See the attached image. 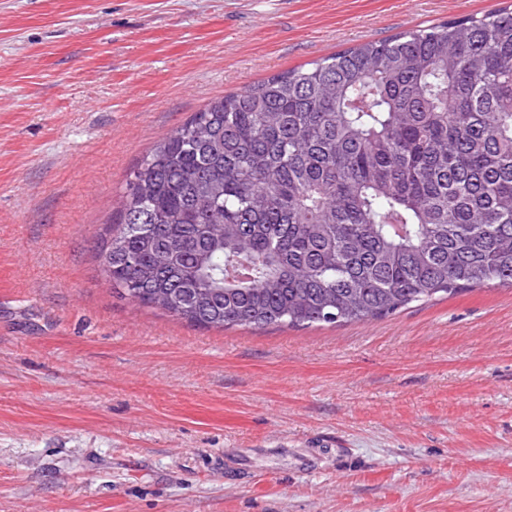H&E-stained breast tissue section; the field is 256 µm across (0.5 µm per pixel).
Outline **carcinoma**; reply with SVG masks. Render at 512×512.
<instances>
[{
	"label": "carcinoma",
	"instance_id": "obj_1",
	"mask_svg": "<svg viewBox=\"0 0 512 512\" xmlns=\"http://www.w3.org/2000/svg\"><path fill=\"white\" fill-rule=\"evenodd\" d=\"M106 232L114 289L204 328L512 288V5L209 102L140 159Z\"/></svg>",
	"mask_w": 512,
	"mask_h": 512
}]
</instances>
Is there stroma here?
<instances>
[{
  "mask_svg": "<svg viewBox=\"0 0 512 512\" xmlns=\"http://www.w3.org/2000/svg\"><path fill=\"white\" fill-rule=\"evenodd\" d=\"M512 0H0V512H512V290L201 329L100 235L211 99Z\"/></svg>",
  "mask_w": 512,
  "mask_h": 512,
  "instance_id": "35a3bbf8",
  "label": "stroma"
}]
</instances>
